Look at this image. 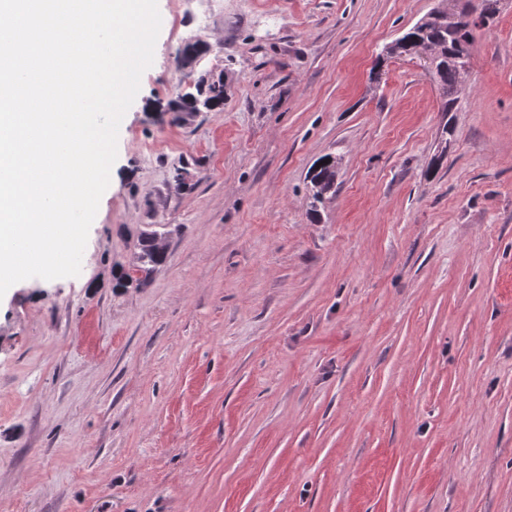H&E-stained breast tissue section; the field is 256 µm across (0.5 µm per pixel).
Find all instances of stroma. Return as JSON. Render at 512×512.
Masks as SVG:
<instances>
[{"label": "stroma", "mask_w": 512, "mask_h": 512, "mask_svg": "<svg viewBox=\"0 0 512 512\" xmlns=\"http://www.w3.org/2000/svg\"><path fill=\"white\" fill-rule=\"evenodd\" d=\"M438 5L158 0L80 274L0 298V512H512V0L449 114L378 59ZM196 94L193 92H186L179 97L175 103L174 111L176 112H195L196 108L193 101H199L203 108L207 111L220 109L224 106V84L219 85L210 84L207 87L195 86ZM187 98H190L189 100ZM211 102L210 106L206 103ZM323 160H328V163H323ZM337 164L338 161L335 158L325 157L315 165L309 175L310 190L307 206L309 214L313 217L319 216L320 209L335 192L333 189ZM329 194L331 195L329 196ZM155 236L141 237L139 243V254L137 255V262L134 265L136 271L131 272L128 270L126 280L133 282H143L154 271V269L162 264L167 258L165 246L161 245V240L154 239Z\"/></svg>", "instance_id": "1"}]
</instances>
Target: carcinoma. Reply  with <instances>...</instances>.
<instances>
[{
	"label": "carcinoma",
	"mask_w": 512,
	"mask_h": 512,
	"mask_svg": "<svg viewBox=\"0 0 512 512\" xmlns=\"http://www.w3.org/2000/svg\"><path fill=\"white\" fill-rule=\"evenodd\" d=\"M498 0H478V20L463 14L455 22H448V15L432 17L421 24L417 23L402 37L397 39L401 55H410L416 48L425 43L436 54V62L431 73V80L441 91V111L454 112L464 95L462 87L466 84L468 71L464 65L470 61L475 41L474 29L481 25L488 27L494 23L498 9ZM206 106L213 111L224 106V84H210L206 87L197 85L195 91L187 92L175 103L176 112L195 111L194 102ZM338 161L328 158V162H318L309 175L310 190L308 196L309 214L317 217L329 195L334 193L336 169ZM167 258V252L161 242L152 236L143 237L139 243V254L135 264V272H126L125 279L143 282Z\"/></svg>",
	"instance_id": "1"
}]
</instances>
